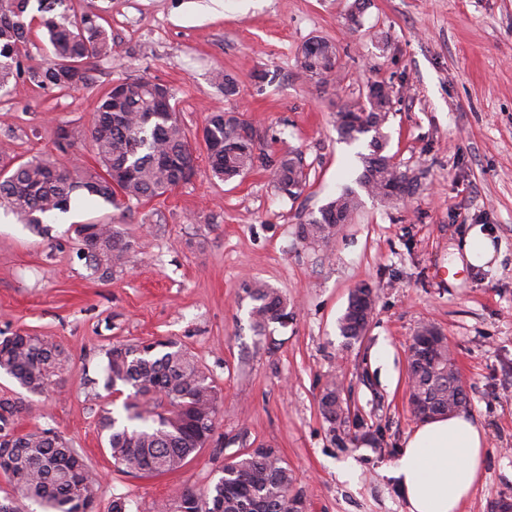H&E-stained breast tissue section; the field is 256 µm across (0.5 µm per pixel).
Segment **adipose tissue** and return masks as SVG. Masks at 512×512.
<instances>
[{"label":"adipose tissue","instance_id":"obj_1","mask_svg":"<svg viewBox=\"0 0 512 512\" xmlns=\"http://www.w3.org/2000/svg\"><path fill=\"white\" fill-rule=\"evenodd\" d=\"M486 435L465 414L428 420L405 443L392 469L408 512H461L485 466Z\"/></svg>","mask_w":512,"mask_h":512}]
</instances>
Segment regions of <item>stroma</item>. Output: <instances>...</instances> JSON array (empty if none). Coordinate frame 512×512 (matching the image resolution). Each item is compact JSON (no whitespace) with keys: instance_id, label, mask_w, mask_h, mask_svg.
Segmentation results:
<instances>
[{"instance_id":"obj_1","label":"stroma","mask_w":512,"mask_h":512,"mask_svg":"<svg viewBox=\"0 0 512 512\" xmlns=\"http://www.w3.org/2000/svg\"><path fill=\"white\" fill-rule=\"evenodd\" d=\"M65 0L96 13L112 55L92 84L47 91L26 78L0 89V165L49 157L80 175L99 171L91 129L104 89L128 77L166 84L198 156L194 176L149 202L116 207L76 191L62 222L22 223L0 208V335L51 338L66 362L55 386L30 399L20 432L70 438L97 482V512L121 498L157 512L190 488L206 492L229 458L268 448L288 465L307 512H408L390 469L418 426L408 393V348L421 324L446 337L487 436L482 480L461 512L512 501V0ZM336 44L340 65L322 84L300 72L306 43ZM236 84L226 94L213 80ZM392 89L387 151L418 175L416 193L385 204L364 197L329 244L297 236L363 171L365 141L342 142L336 113L367 88ZM244 114L271 157L294 151L309 174L301 195L277 192L270 168L213 178L201 131L211 112ZM66 128L73 145L60 149ZM80 224H116L132 243L124 272L104 281L79 255ZM495 246L481 266L442 274L472 231ZM276 288L287 325L256 335L246 283ZM371 287L375 313L350 344L338 320L351 291ZM171 339L195 353L223 400L209 443L179 469L117 471L101 409L123 397L104 386L115 343ZM378 445L332 437L319 408L328 381Z\"/></svg>"}]
</instances>
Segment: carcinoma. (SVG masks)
I'll list each match as a JSON object with an SVG mask.
<instances>
[{
  "label": "carcinoma",
  "instance_id": "cac0c4a2",
  "mask_svg": "<svg viewBox=\"0 0 512 512\" xmlns=\"http://www.w3.org/2000/svg\"><path fill=\"white\" fill-rule=\"evenodd\" d=\"M36 13L28 15L31 0H6L0 5V88L25 77L43 90H69L92 81V61L112 56V39L96 14L79 18L58 11L64 0H36ZM45 30L50 60L25 66L21 48L29 41L32 26ZM319 52H303L301 68L308 76L328 82L337 64L326 62L334 44L318 40ZM376 101L366 100L336 113V131L346 141L369 137L368 153L361 155L364 170L359 189L344 188L319 210L320 217L300 225L301 239L327 242L347 223L361 203L360 192L389 201V188L399 178L398 165L387 153L384 128L390 120L389 87L374 83ZM172 89L142 77L128 78L106 89L92 132L102 172L77 178L34 157L12 170L0 171V206L28 224L69 210L74 192L84 189L114 205L119 199L147 202L189 180L186 160H197L190 138L174 105ZM233 118L213 112L206 130L221 149L209 155L212 175L232 181L260 163L273 169L276 188L295 186L301 192L307 174L302 157L294 152L276 159L257 151V144L234 135ZM76 233L88 267L110 280L128 262L132 244L115 224H81ZM253 302L250 317L257 334L286 316L287 301L277 289L254 281L245 285ZM341 336L360 342L364 327L351 308L339 318ZM105 387L131 392L123 402L125 418L105 410L100 427L107 432L112 464L127 473L161 474L182 467L190 455L211 438L220 399L214 381L194 354L176 341L114 345L105 352ZM435 362H426L409 381L412 395L434 411L445 413L468 402L465 387L448 366V345L434 351ZM65 356L60 345L46 336L15 332L0 337V371L32 395L47 391L62 371ZM335 382L320 396L321 412L331 432H336ZM28 410L22 401L0 398V472L13 482L15 496L9 512H28L29 504L43 512H94L98 487L89 476L83 456L72 441L55 429L39 428L19 433L14 418ZM293 475L274 451L259 448L224 462L222 476L204 494L185 489L165 503L162 512H305L304 500L292 492Z\"/></svg>",
  "mask_w": 512,
  "mask_h": 512
}]
</instances>
